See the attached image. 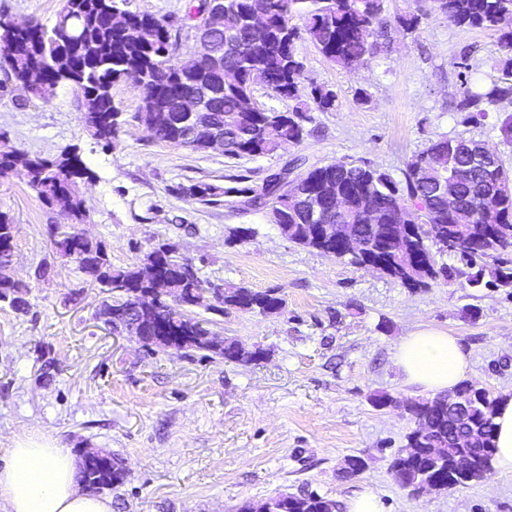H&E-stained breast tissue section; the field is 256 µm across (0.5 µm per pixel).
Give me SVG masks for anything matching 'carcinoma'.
I'll use <instances>...</instances> for the list:
<instances>
[{
    "mask_svg": "<svg viewBox=\"0 0 512 512\" xmlns=\"http://www.w3.org/2000/svg\"><path fill=\"white\" fill-rule=\"evenodd\" d=\"M429 8H417L398 20L404 33L415 32L421 20L436 12L459 27L499 33L498 43L505 53L502 77L482 94L464 93L457 111L466 113L464 121L474 122L504 102L512 104V0H429ZM128 0H61L52 26L34 21L16 27L0 17V71L7 78L23 80L39 72L42 81L33 87L34 96L48 99L60 86L76 94L77 109L92 136L113 146L122 125L121 113L112 103L115 83L130 80L141 96L157 101L161 112L135 114L141 123L155 127V138L176 147L203 151L195 143L187 115L172 111L178 99L200 89L202 73L180 80L168 65V56L178 47L172 37L174 20L157 18L127 9ZM206 0H189L183 20H202ZM301 25L293 24V20ZM393 27L384 15L383 0H224V33L216 37L212 51L224 57V67L237 72V81L214 96L209 118L224 133V155L258 156L274 152L283 143L297 144L305 134L310 117L296 108L290 112L268 111L254 99V87L263 85L275 96L295 98L305 91L304 65L295 52L300 34L330 63L355 71L376 57L392 50ZM308 97L320 110L336 101L330 90L314 86ZM481 141L474 138L443 136L406 163L404 180L396 182L390 174L365 161H337L309 167L298 173L304 178L312 199L329 212L332 224H365L373 210L389 212L402 204L409 223L419 225L420 235L397 252L365 250L347 257L353 266H363L377 258L385 262V274L409 288H419L432 280L448 277V267L438 257L448 253V237L467 236L473 252L463 258L474 268L489 259L502 264L497 269L500 285L512 286V269L505 267L497 247H512V170L501 155L488 166L475 167V182L461 188L462 208L448 216L437 193L440 180L473 161V151ZM27 171L29 183L46 206L64 215L70 223L50 225L61 256L74 261L78 269L109 294L96 312L103 324L119 334L134 338L153 351L145 336L149 332L137 320L138 300L160 281L189 308L176 303H160L163 321L183 336L177 351L207 352L231 362H258L265 358L261 348L249 352L235 342L217 345L209 340V321L188 316L190 309L224 313V308L279 314L284 300L273 291H253L244 286L224 288L201 278L198 269L182 265L169 256L174 249L161 243L142 259L126 267H115L107 246L76 230L84 218L78 181L90 176V169L72 151L54 160L31 157L19 152H0V177L17 167ZM325 183L336 186L346 197L348 207L338 212L334 203L324 201L319 190ZM252 207H270L282 217V235L302 245L310 213L294 195L288 175L265 180L260 191L237 190ZM16 227L0 212V265L11 262L15 249ZM30 284L13 279L0 280V304L23 313L28 310ZM456 393L466 403L462 417L448 414V396L425 401H408L406 410L415 427L406 435V448L392 459L390 471L395 482L414 494L424 483L433 482L445 491L477 484L493 473L494 434L500 397L477 393L463 384ZM471 459L470 471L457 478L459 456ZM128 475L122 473L121 458L99 449L81 451L77 481L89 492L102 494L122 486ZM336 501L316 494H280L260 502H244L237 512H336Z\"/></svg>",
    "mask_w": 512,
    "mask_h": 512,
    "instance_id": "cac0c4a2",
    "label": "carcinoma"
}]
</instances>
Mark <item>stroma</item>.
I'll list each match as a JSON object with an SVG mask.
<instances>
[{
	"mask_svg": "<svg viewBox=\"0 0 512 512\" xmlns=\"http://www.w3.org/2000/svg\"><path fill=\"white\" fill-rule=\"evenodd\" d=\"M59 9L60 0H0V17L16 22L49 25ZM295 50L305 86L331 90L335 105L321 111L307 97L255 87L259 107H300L311 117L300 143L268 155L230 158L152 138L135 118L141 93L129 81L112 88L123 123L110 149L84 127L70 87L48 100L14 82L0 87V150L79 154L92 172L78 184L86 209L79 229L105 242L113 266L170 242L203 279L274 290L285 301L273 316L228 309L213 317L216 334L264 349L259 362L149 351L96 319L104 295L59 255L49 227L63 218L25 171L0 178V211L16 226L8 273L33 284L27 312L0 309V456L26 429L75 451L110 450L130 469L110 494L112 512H235L281 493L341 504L366 485L381 491L388 512H512V477L412 496L390 473L414 426L403 408L414 394L392 361L403 336L422 326L448 330L471 355L470 384L512 390V288L497 285L494 263L473 287L465 262L448 254V281L412 290L289 242L267 209L226 194L260 187L297 156L320 165L365 160L399 181L409 158L443 136L479 138L512 167L498 113L468 123L454 109L465 90L501 77L497 37L433 13L355 72L329 64L306 38ZM194 184L218 188L215 201L186 195ZM238 228L247 236L232 237ZM43 265L50 277L36 280ZM381 393L393 404L375 406ZM352 456L365 468L348 477L342 469Z\"/></svg>",
	"mask_w": 512,
	"mask_h": 512,
	"instance_id": "35a3bbf8",
	"label": "stroma"
}]
</instances>
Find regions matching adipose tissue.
<instances>
[{
  "instance_id": "ef3b65f1",
  "label": "adipose tissue",
  "mask_w": 512,
  "mask_h": 512,
  "mask_svg": "<svg viewBox=\"0 0 512 512\" xmlns=\"http://www.w3.org/2000/svg\"><path fill=\"white\" fill-rule=\"evenodd\" d=\"M394 364L405 386L434 397L453 393L471 371L468 352L455 336L421 328L401 338ZM499 475L512 476V395L503 396L494 418ZM78 459L71 449L38 431L17 435L0 458V512H112V501L81 491Z\"/></svg>"
}]
</instances>
